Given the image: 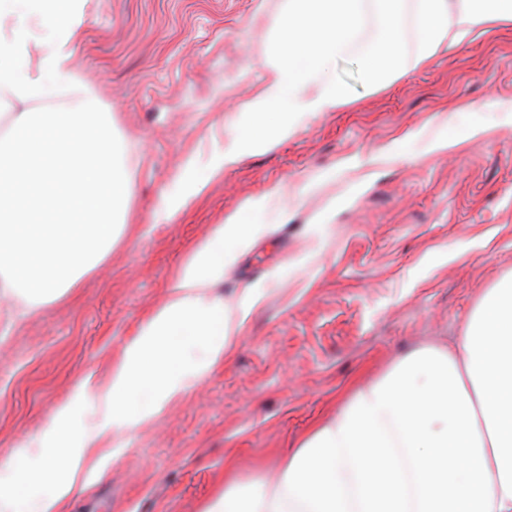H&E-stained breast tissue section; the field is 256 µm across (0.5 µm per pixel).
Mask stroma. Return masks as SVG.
I'll list each match as a JSON object with an SVG mask.
<instances>
[{
    "instance_id": "stroma-1",
    "label": "stroma",
    "mask_w": 512,
    "mask_h": 512,
    "mask_svg": "<svg viewBox=\"0 0 512 512\" xmlns=\"http://www.w3.org/2000/svg\"><path fill=\"white\" fill-rule=\"evenodd\" d=\"M283 0H81L70 63L111 113L130 205L118 244L78 288L22 321L0 301V463L39 436L76 382L108 369L182 261L242 201L282 187L288 212L211 297L267 284L233 359L153 425L113 437L115 462L69 512H201L224 485L275 461L357 381L407 352L452 346L475 304L512 272V26L369 89L350 48L335 71L355 95L300 117L296 135L211 177L173 220L162 199L238 134L234 107L267 77ZM476 135L440 152L452 127Z\"/></svg>"
}]
</instances>
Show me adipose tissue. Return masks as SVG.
Wrapping results in <instances>:
<instances>
[{
	"label": "adipose tissue",
	"mask_w": 512,
	"mask_h": 512,
	"mask_svg": "<svg viewBox=\"0 0 512 512\" xmlns=\"http://www.w3.org/2000/svg\"><path fill=\"white\" fill-rule=\"evenodd\" d=\"M78 0H0V91L24 103L0 131V299L20 317L41 312L104 262L129 207L128 172L112 146V115L101 112L69 66L80 38ZM51 25L43 38L35 29ZM374 36L362 40L366 26ZM512 25V0H284L272 21L268 76L243 102L239 134L214 155L211 173L291 138L303 113L350 104V87L326 70L360 44L369 86ZM38 43L37 71L29 48ZM64 89L77 112H42ZM268 198L244 201L180 266L169 300L154 310L113 364L100 426L74 433L73 411L95 401L87 384L58 406L38 446L20 444L4 467L0 512H67L76 488L102 475L111 433L133 436L235 353L244 316L264 285L243 288L237 312L209 299L274 225L253 222ZM277 479L242 482L234 461L203 512H512V274L487 289L454 348L429 346L357 382L335 413L316 423L276 462Z\"/></svg>",
	"instance_id": "adipose-tissue-1"
}]
</instances>
